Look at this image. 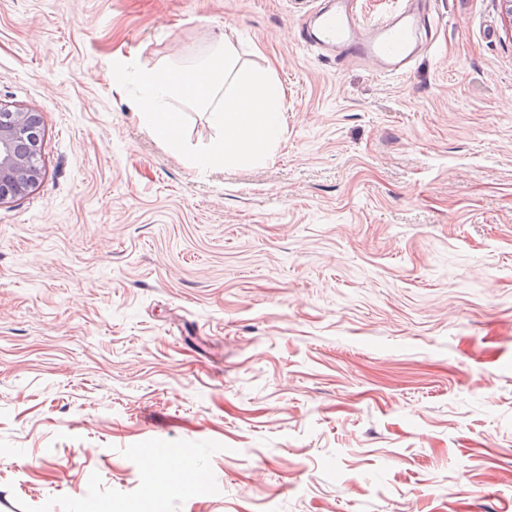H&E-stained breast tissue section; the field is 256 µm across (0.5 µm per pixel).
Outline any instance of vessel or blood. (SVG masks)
Returning a JSON list of instances; mask_svg holds the SVG:
<instances>
[{
	"instance_id": "obj_1",
	"label": "vessel or blood",
	"mask_w": 512,
	"mask_h": 512,
	"mask_svg": "<svg viewBox=\"0 0 512 512\" xmlns=\"http://www.w3.org/2000/svg\"><path fill=\"white\" fill-rule=\"evenodd\" d=\"M427 0H392L388 11L369 17L356 0H335L320 11L316 40L344 58L368 62L377 71L401 76L414 59Z\"/></svg>"
}]
</instances>
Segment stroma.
I'll list each match as a JSON object with an SVG mask.
<instances>
[{
	"instance_id": "stroma-1",
	"label": "stroma",
	"mask_w": 512,
	"mask_h": 512,
	"mask_svg": "<svg viewBox=\"0 0 512 512\" xmlns=\"http://www.w3.org/2000/svg\"><path fill=\"white\" fill-rule=\"evenodd\" d=\"M323 4L0 0V105L43 130L0 204V512H512V33L429 0L388 77L300 44ZM220 38L286 97L248 169L114 89Z\"/></svg>"
}]
</instances>
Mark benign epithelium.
I'll list each match as a JSON object with an SVG mask.
<instances>
[{
  "label": "benign epithelium",
  "instance_id": "1",
  "mask_svg": "<svg viewBox=\"0 0 512 512\" xmlns=\"http://www.w3.org/2000/svg\"><path fill=\"white\" fill-rule=\"evenodd\" d=\"M38 115L0 107V204L29 193L42 173Z\"/></svg>",
  "mask_w": 512,
  "mask_h": 512
}]
</instances>
